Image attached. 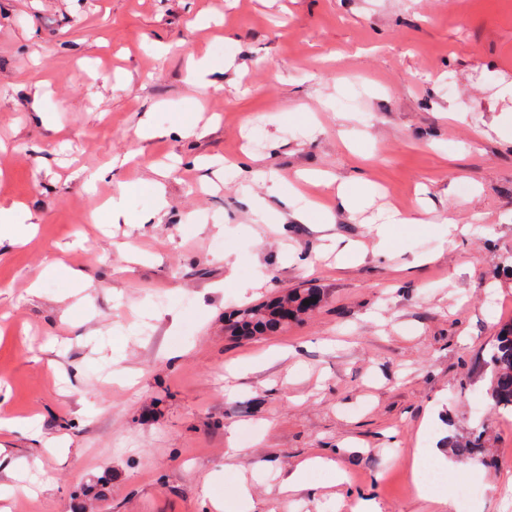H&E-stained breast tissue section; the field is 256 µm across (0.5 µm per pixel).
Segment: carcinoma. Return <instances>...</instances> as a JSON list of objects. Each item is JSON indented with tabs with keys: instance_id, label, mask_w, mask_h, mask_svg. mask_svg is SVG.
I'll list each match as a JSON object with an SVG mask.
<instances>
[{
	"instance_id": "obj_1",
	"label": "carcinoma",
	"mask_w": 512,
	"mask_h": 512,
	"mask_svg": "<svg viewBox=\"0 0 512 512\" xmlns=\"http://www.w3.org/2000/svg\"><path fill=\"white\" fill-rule=\"evenodd\" d=\"M315 292V288H295L264 304L263 308L252 310L247 316L237 312L229 323V328L235 336L253 337L275 333L285 325V317L298 319L311 311V306L304 304V301ZM486 364L490 370L487 388L490 402L496 408L512 413V321L499 328ZM446 445L461 459L480 457L484 454V443L480 433L466 440L450 437Z\"/></svg>"
}]
</instances>
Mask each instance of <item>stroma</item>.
I'll list each match as a JSON object with an SVG mask.
<instances>
[{"instance_id":"35a3bbf8","label":"stroma","mask_w":512,"mask_h":512,"mask_svg":"<svg viewBox=\"0 0 512 512\" xmlns=\"http://www.w3.org/2000/svg\"><path fill=\"white\" fill-rule=\"evenodd\" d=\"M392 207L425 221L383 250ZM510 265L512 0H0L8 512H512ZM307 287L303 321L226 332ZM480 425L493 466L414 465ZM486 364L490 370L487 396L498 409L512 413V321L503 324Z\"/></svg>"}]
</instances>
